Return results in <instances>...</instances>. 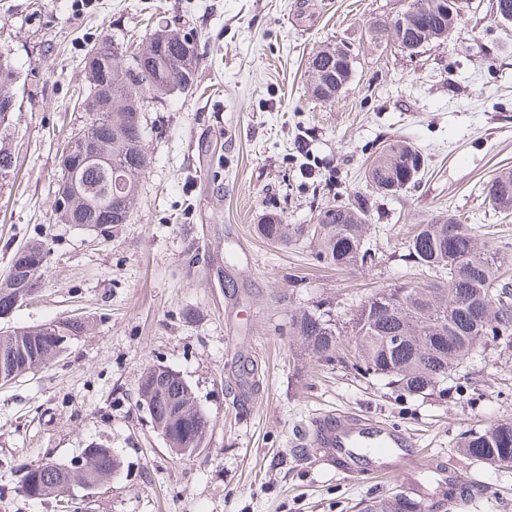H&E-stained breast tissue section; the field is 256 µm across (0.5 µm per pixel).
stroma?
Here are the masks:
<instances>
[{
    "label": "stroma",
    "instance_id": "35a3bbf8",
    "mask_svg": "<svg viewBox=\"0 0 512 512\" xmlns=\"http://www.w3.org/2000/svg\"><path fill=\"white\" fill-rule=\"evenodd\" d=\"M78 2L0 0V49L17 72L0 280L30 241L49 251L36 299L0 328L85 323L59 358L0 385V512H358L408 494L414 480L449 512H512V467L459 449L465 432L512 419V350L484 343L447 392L410 396L318 364L288 336L292 310L319 305L344 320L376 290L432 281L404 258L414 225L454 211L512 242V215L484 201L489 179L512 169V24L483 4L450 41L411 55L368 34L408 0ZM162 27L195 33L199 65L192 90L142 103L151 164L128 222L104 236L62 223L58 159L88 120L78 98L87 50L108 39L128 64ZM329 43L350 48L353 73L322 101L307 63ZM394 139L421 148L428 168L416 187L383 196L364 173ZM357 196L371 205L374 251L358 270L257 231L269 214L310 224ZM151 365L176 371L208 417L199 455L174 454L139 406ZM332 413L408 432L426 460L457 472L454 489L426 470L342 471L309 445L315 421ZM93 443L120 461L109 481L42 499L22 493L27 468L70 461Z\"/></svg>",
    "mask_w": 512,
    "mask_h": 512
}]
</instances>
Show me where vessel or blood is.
Wrapping results in <instances>:
<instances>
[{
	"label": "vessel or blood",
	"instance_id": "obj_1",
	"mask_svg": "<svg viewBox=\"0 0 512 512\" xmlns=\"http://www.w3.org/2000/svg\"><path fill=\"white\" fill-rule=\"evenodd\" d=\"M317 443L332 448L337 463L348 472L356 468L393 474L422 459L412 437L405 432L377 423L367 424L342 414L322 418Z\"/></svg>",
	"mask_w": 512,
	"mask_h": 512
}]
</instances>
